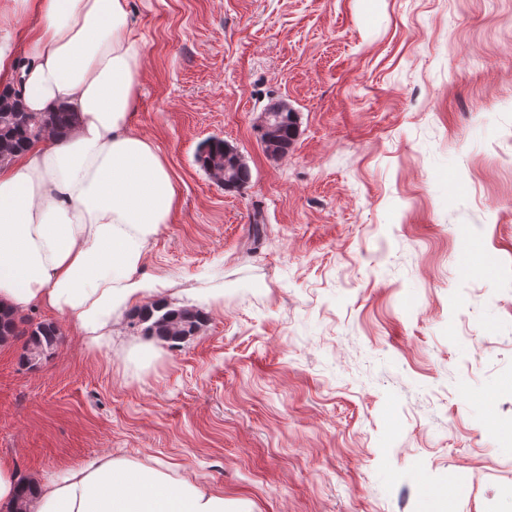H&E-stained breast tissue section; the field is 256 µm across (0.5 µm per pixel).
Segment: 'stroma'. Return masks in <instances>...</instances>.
<instances>
[{
  "mask_svg": "<svg viewBox=\"0 0 512 512\" xmlns=\"http://www.w3.org/2000/svg\"><path fill=\"white\" fill-rule=\"evenodd\" d=\"M134 133L179 193L142 271L207 320L130 315L35 369L0 343V454L38 478L162 463L250 512H512V0H129ZM288 100L297 137L255 125ZM219 137L251 172L197 161ZM261 226V237L252 229ZM143 326V334L166 342L171 347L180 345L187 336L196 333L205 321V313L194 307H176L166 300L131 312Z\"/></svg>",
  "mask_w": 512,
  "mask_h": 512,
  "instance_id": "stroma-1",
  "label": "stroma"
}]
</instances>
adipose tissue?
<instances>
[{
	"label": "adipose tissue",
	"instance_id": "1",
	"mask_svg": "<svg viewBox=\"0 0 512 512\" xmlns=\"http://www.w3.org/2000/svg\"><path fill=\"white\" fill-rule=\"evenodd\" d=\"M142 64L128 0H0V88L73 127L0 166V309L65 319L88 349L165 290L145 250L179 204L131 130ZM31 512H247L162 467L100 455L32 481Z\"/></svg>",
	"mask_w": 512,
	"mask_h": 512
}]
</instances>
